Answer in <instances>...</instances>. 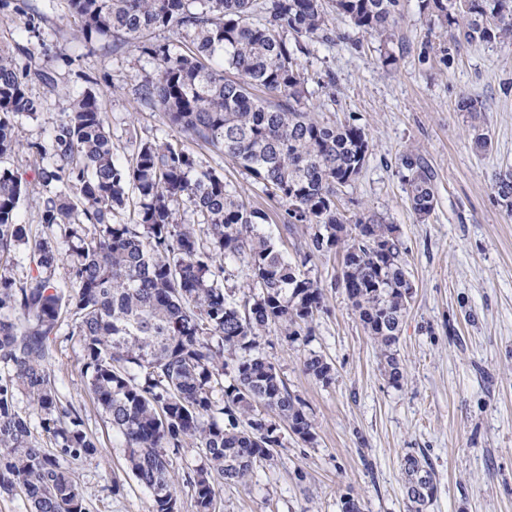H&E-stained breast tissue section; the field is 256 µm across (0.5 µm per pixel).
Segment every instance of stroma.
Returning <instances> with one entry per match:
<instances>
[{"label":"stroma","mask_w":512,"mask_h":512,"mask_svg":"<svg viewBox=\"0 0 512 512\" xmlns=\"http://www.w3.org/2000/svg\"><path fill=\"white\" fill-rule=\"evenodd\" d=\"M28 3L45 15L42 40L23 36L24 16L7 10L0 12V42L20 65L51 72L55 86L32 82L43 107L19 119L22 142L45 141L67 98L89 87L90 77L119 152L129 151L134 135L177 138L161 112L137 99L151 60L131 46L115 53L101 44L84 54L66 0ZM328 21L334 41L315 45L301 63L323 118L369 134L363 169L340 188L336 206L345 216L361 212L398 230L414 284L394 347L403 377L396 384L388 379L378 348L335 286L339 257H314L308 268L326 310L312 336L295 340L274 330L262 337L261 350L306 402L316 440L285 434L273 461L257 466L247 485H224L216 512H341L349 493L361 512H411L402 474L411 455L426 459L434 473L436 490L423 512H512V216L492 188L495 172L512 166V44H464L444 65L446 32L430 23L419 0H403L396 61L386 67L376 38L336 13ZM66 56L75 64L64 65ZM462 92L483 106L479 124L489 151L474 149L456 110ZM194 152L223 172L246 204L268 214L263 232L289 260L299 259L307 226L282 224L278 204L239 165L200 146ZM405 154L435 175L434 209L424 219L408 198ZM55 347L59 390L99 442L95 455L71 464L86 512H150V492L128 471L122 439L86 390L78 337L62 334ZM311 351L332 364L330 382L303 372Z\"/></svg>","instance_id":"stroma-1"}]
</instances>
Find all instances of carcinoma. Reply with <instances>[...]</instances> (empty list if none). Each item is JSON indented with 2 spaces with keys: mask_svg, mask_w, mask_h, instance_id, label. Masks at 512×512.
Masks as SVG:
<instances>
[{
  "mask_svg": "<svg viewBox=\"0 0 512 512\" xmlns=\"http://www.w3.org/2000/svg\"><path fill=\"white\" fill-rule=\"evenodd\" d=\"M88 50L133 46L156 62L138 84V99L162 112L183 138L247 170L282 208V223L309 228L307 250L292 263L259 225L265 213L246 206L224 174L205 166L179 140L135 139L129 158L114 152L112 133L93 90L71 97L45 145L31 143L41 164L32 179L0 170V493L20 490L32 512H86L63 460L98 450L72 404H63L54 339L64 322L82 344L86 389L124 440L128 469L153 497L152 512H180L168 450L191 444L204 464L185 474L196 512H216L222 482L245 485L257 465L283 446L281 426L315 441L308 406L288 390L260 352L273 329L312 335L324 310L323 289L306 266L315 255L342 253L338 281L385 360L393 383L402 377L392 353L413 297L396 226L351 221L336 207L339 188L360 174L369 135L355 124L330 123L306 106L310 76L300 57L333 40L328 8L386 43L401 17V0H66ZM446 28L448 48L512 41V0H421ZM45 16L27 13L25 32L41 38ZM171 32L173 40L147 36ZM55 88L41 70L19 68L0 43V159L23 144L22 116L41 103L30 84ZM457 110L474 120L481 106L466 93ZM401 166L411 207L434 208L432 174L418 158ZM50 192L37 222L18 208L29 188ZM499 205L512 213V170L494 175ZM24 246L33 264L19 279L4 261ZM244 268L254 293L238 299L226 287L227 265ZM64 267L65 277H55ZM303 370L318 381L332 366L314 352ZM25 393L54 448L32 433L16 410ZM407 496L432 499V470L415 456L404 468Z\"/></svg>",
  "mask_w": 512,
  "mask_h": 512,
  "instance_id": "obj_1",
  "label": "carcinoma"
}]
</instances>
